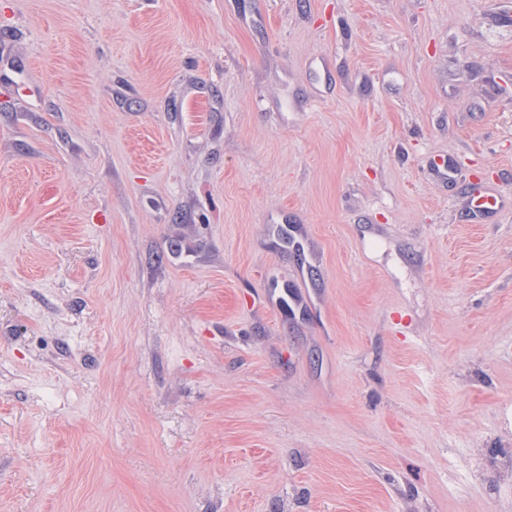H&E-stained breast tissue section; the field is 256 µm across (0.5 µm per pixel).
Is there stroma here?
<instances>
[{"label": "stroma", "instance_id": "1", "mask_svg": "<svg viewBox=\"0 0 512 512\" xmlns=\"http://www.w3.org/2000/svg\"><path fill=\"white\" fill-rule=\"evenodd\" d=\"M0 512H512V0H0Z\"/></svg>", "mask_w": 512, "mask_h": 512}]
</instances>
